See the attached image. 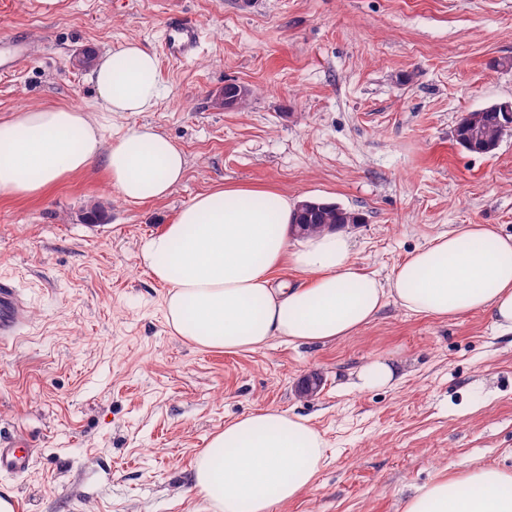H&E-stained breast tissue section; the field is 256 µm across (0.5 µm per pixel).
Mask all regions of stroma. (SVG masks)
<instances>
[{
	"label": "stroma",
	"mask_w": 512,
	"mask_h": 512,
	"mask_svg": "<svg viewBox=\"0 0 512 512\" xmlns=\"http://www.w3.org/2000/svg\"><path fill=\"white\" fill-rule=\"evenodd\" d=\"M174 13L196 20L190 60L160 59L161 98L112 117L187 158L166 198L125 204L102 168L37 198L0 200V280L28 307L0 347V438L26 433L28 472H0L15 512H199L193 464L225 422L257 409L310 419L327 461L279 512H402L431 481L502 463L512 448V334L482 311L441 320L388 304L336 343L202 349L165 322L167 289L140 253L197 194L261 186L359 215L361 270L390 276L436 233L512 234V133L490 154L455 139L465 113L512 101V0H0V38L31 53L0 74V116L102 108L80 50L158 52ZM246 109L216 106L227 84ZM394 386L352 390L366 361ZM319 390L303 395L308 376Z\"/></svg>",
	"instance_id": "obj_1"
}]
</instances>
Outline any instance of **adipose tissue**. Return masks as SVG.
Instances as JSON below:
<instances>
[{"instance_id":"1","label":"adipose tissue","mask_w":512,"mask_h":512,"mask_svg":"<svg viewBox=\"0 0 512 512\" xmlns=\"http://www.w3.org/2000/svg\"><path fill=\"white\" fill-rule=\"evenodd\" d=\"M89 78L105 110L57 106L0 119V199L42 194L103 167L127 204L167 197L186 171L167 135L137 126L108 138L112 117L148 112L160 93L159 62L140 42L100 56ZM296 206L262 187L228 185L194 196L142 245L167 288L173 332L204 349L254 351L271 340L338 342L388 304L448 319L483 311L512 333V235L492 224H459L407 255L387 279L360 270L349 236L324 231L293 240ZM291 266L295 284L274 286ZM326 443L309 420L277 409L246 413L196 457L193 489L207 512H277L314 484ZM403 512H512V467L473 466L420 488Z\"/></svg>"}]
</instances>
